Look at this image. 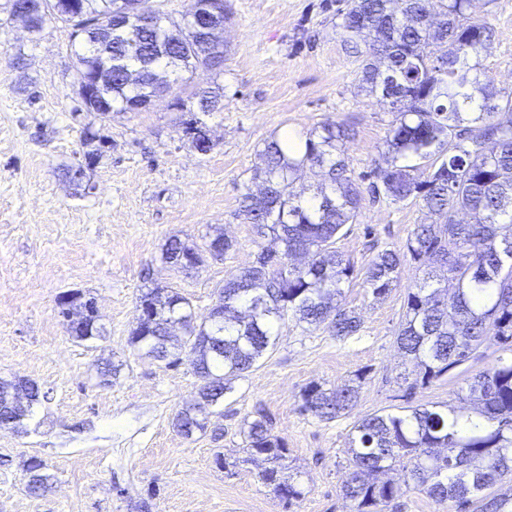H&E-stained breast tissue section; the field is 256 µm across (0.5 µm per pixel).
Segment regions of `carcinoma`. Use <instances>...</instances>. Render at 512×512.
Here are the masks:
<instances>
[{
	"label": "carcinoma",
	"instance_id": "carcinoma-1",
	"mask_svg": "<svg viewBox=\"0 0 512 512\" xmlns=\"http://www.w3.org/2000/svg\"><path fill=\"white\" fill-rule=\"evenodd\" d=\"M28 4L35 30L47 17L82 35L79 81L96 85L106 104L99 116L132 111L135 98L153 99L184 75L223 71L224 45L197 46L193 23L175 21L153 0H135L155 13L150 27L130 22L112 27L103 42L87 36L88 25L107 23L121 8L119 0H10ZM472 0H347L342 13L348 33L346 51L358 58L360 88L390 106L394 114L385 152L387 167L370 185L373 198L393 203L411 200L443 219L417 224L405 251L383 249L361 268L363 282L376 298L399 285L411 260L424 275L409 289L395 342L411 366V388L427 386L495 345L504 354L475 374L460 400L474 402L469 414L482 418L463 434L456 429L463 413L446 404L409 406L399 414L373 413L356 422L347 454L349 473L342 494L352 512H384L402 486H413L457 512H509V499L486 494L499 477L512 472V89L482 83L469 57L490 49L492 31L471 17ZM164 67L172 82L153 83L149 75ZM197 107L220 112L224 87H199ZM354 129L346 122L327 123L295 134L294 156L278 139L265 141L261 165L252 179L266 192L245 188L237 217L256 235L278 244V260L261 249L250 266L224 280L216 306L219 323H194L190 302L179 293L152 288L141 294L147 317L131 330L129 343L170 367L188 350L200 384L194 399L175 415L177 431L190 437L206 427L211 408L231 389L232 380L250 371L276 342L274 325L285 316L324 327L338 338L356 335L361 319L340 304L342 285L356 272L354 262L336 247L344 228L356 223L363 192L352 177L346 143ZM318 169L321 182L312 207L295 183L305 168ZM465 214L470 219L463 221ZM214 252L178 237L168 240L162 259L182 270L196 269L204 254L224 259L232 248ZM70 335L86 341L102 336L93 312L69 320ZM365 373L334 388L313 383L301 394L300 412L322 420L348 413L356 404ZM17 379H0V427L19 428L40 399L30 383L29 401L14 404ZM248 457L271 466L259 472L285 504L300 498L296 485L281 477L288 448L271 432L265 416L247 423ZM404 471L403 482L391 477ZM27 489L42 491L51 475L42 461L26 465Z\"/></svg>",
	"mask_w": 512,
	"mask_h": 512
}]
</instances>
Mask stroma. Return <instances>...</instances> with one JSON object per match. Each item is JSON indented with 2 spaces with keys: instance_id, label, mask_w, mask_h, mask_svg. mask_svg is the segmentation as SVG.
<instances>
[{
  "instance_id": "1",
  "label": "stroma",
  "mask_w": 512,
  "mask_h": 512,
  "mask_svg": "<svg viewBox=\"0 0 512 512\" xmlns=\"http://www.w3.org/2000/svg\"><path fill=\"white\" fill-rule=\"evenodd\" d=\"M0 0V377L30 379L42 397L23 432L0 429V512H350L341 486L348 474L352 427L368 414L406 406H458L457 392L489 359L469 362L426 387L408 389L395 336L408 288L422 278L406 262L400 284L374 298L354 280L341 298L361 318L359 335L339 339L325 328L284 318L256 365L232 382L206 431L184 438L177 411L198 379L190 363L176 368L139 355L129 343L137 299L155 287L187 297L205 321L225 279L249 266L264 241L235 216L265 140L348 122L354 177L383 161L393 119L388 106L360 95L356 65L344 50L336 0H226L231 19L219 76L224 109L207 116L213 147L197 152L171 110L177 85L139 112L102 120L77 92L81 37L49 19L40 32L12 22ZM470 13L494 31L477 74L512 88V0H473ZM106 145L75 186L68 170L83 164L85 129ZM420 204L364 197L356 224L337 247L356 264L374 250L404 249L414 226L429 221ZM232 241L223 259L196 270L164 263L169 237L204 243L214 230ZM80 290L97 300L105 331L81 341L56 308ZM120 370L101 382L102 360ZM365 372L357 403L331 421L302 414L310 384L330 389ZM287 448L283 475L301 492L284 504L246 463L243 432L257 411ZM227 466L218 468L216 455ZM43 460L52 487L25 486L24 465Z\"/></svg>"
}]
</instances>
